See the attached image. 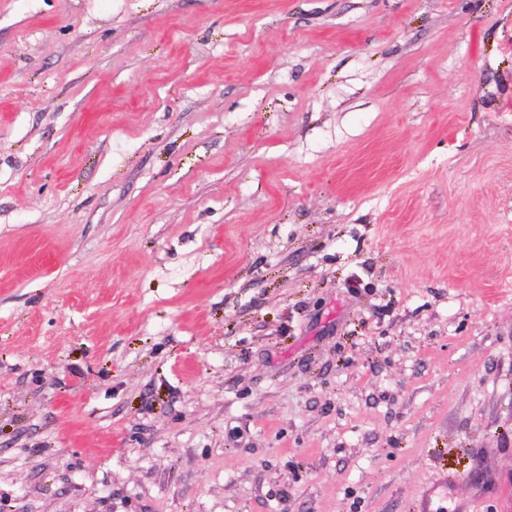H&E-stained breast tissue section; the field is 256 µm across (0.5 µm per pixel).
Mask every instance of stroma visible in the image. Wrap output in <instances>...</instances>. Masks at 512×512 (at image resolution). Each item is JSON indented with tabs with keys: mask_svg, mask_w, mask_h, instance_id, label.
Wrapping results in <instances>:
<instances>
[{
	"mask_svg": "<svg viewBox=\"0 0 512 512\" xmlns=\"http://www.w3.org/2000/svg\"><path fill=\"white\" fill-rule=\"evenodd\" d=\"M512 474V0H0V512H413Z\"/></svg>",
	"mask_w": 512,
	"mask_h": 512,
	"instance_id": "35a3bbf8",
	"label": "stroma"
}]
</instances>
